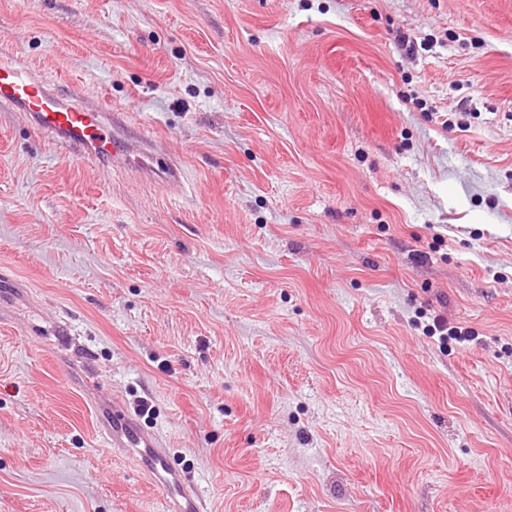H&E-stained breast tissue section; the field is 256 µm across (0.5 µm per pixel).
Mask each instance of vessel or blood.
<instances>
[{
  "mask_svg": "<svg viewBox=\"0 0 512 512\" xmlns=\"http://www.w3.org/2000/svg\"><path fill=\"white\" fill-rule=\"evenodd\" d=\"M0 105L26 113L30 123L84 158L132 165L146 177L177 185L180 168L153 163L142 134L129 132L111 112L87 107L80 97L65 98L16 61H0ZM112 445L126 449L161 489L165 512H204L203 501L172 464L155 433L142 430L120 407L112 409Z\"/></svg>",
  "mask_w": 512,
  "mask_h": 512,
  "instance_id": "obj_1",
  "label": "vessel or blood"
}]
</instances>
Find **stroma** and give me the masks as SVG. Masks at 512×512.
<instances>
[{"mask_svg": "<svg viewBox=\"0 0 512 512\" xmlns=\"http://www.w3.org/2000/svg\"><path fill=\"white\" fill-rule=\"evenodd\" d=\"M0 59L183 173L0 106V512H164L116 400L206 512H512V0H0ZM428 313L426 311L418 312V318H428L432 319V324L428 322L425 325V330L428 334L435 335L439 332V339L442 343L447 342L448 340H454L459 345H465L473 340V331L468 328H463L460 326L448 327V321L439 316L430 314L432 317L427 316Z\"/></svg>", "mask_w": 512, "mask_h": 512, "instance_id": "35a3bbf8", "label": "stroma"}]
</instances>
